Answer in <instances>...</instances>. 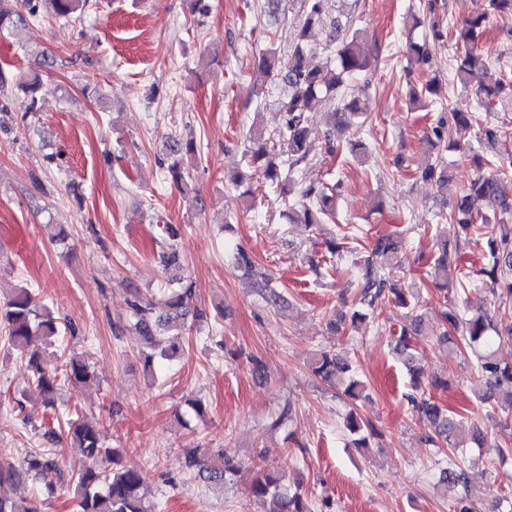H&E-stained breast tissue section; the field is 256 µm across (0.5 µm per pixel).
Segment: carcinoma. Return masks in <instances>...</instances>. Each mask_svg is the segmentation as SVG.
<instances>
[{
    "label": "carcinoma",
    "instance_id": "carcinoma-1",
    "mask_svg": "<svg viewBox=\"0 0 512 512\" xmlns=\"http://www.w3.org/2000/svg\"><path fill=\"white\" fill-rule=\"evenodd\" d=\"M27 7V13L10 6V0H0V30L17 32L27 25V18H36L38 11L33 0H20ZM55 16L70 19L82 13L89 0H46ZM305 21L295 35L287 59L279 58L277 50L267 51L262 66L279 77L284 86L282 112L284 114L282 154L280 162L268 157L265 147L247 148L242 159L251 164L265 161L264 176L280 188V194L297 193L298 206L288 212V221L301 224H323L334 220L335 196L327 193V188L311 182L305 184L298 175L310 164L307 150L308 130L304 125V114L311 104L321 98H333L341 102L339 115L351 120L362 115L363 109L355 93H347L349 82L357 79L369 69L370 58L379 55L378 48L369 47L363 35L343 25L341 20H326L324 0H304ZM496 17H512V0H488L487 11L466 19L452 31L457 54L453 58L454 79L465 87H475L477 103L489 112L512 111V76L487 83L484 81L486 65L481 44L491 30ZM329 25L330 42L338 43L337 53L326 63H318L310 54L306 42L308 31L315 26ZM428 37L419 39L411 36L407 45L408 59L414 65L428 62ZM28 95L24 110L37 109L38 94L43 84L39 75L19 82ZM441 85L438 79L431 78L421 83L412 92V102L427 103L440 97ZM436 142L434 157L419 167L420 178L434 184L438 189L448 185L449 171L444 157L439 152L441 135L439 127L432 128ZM512 135L497 125L488 124L479 129L477 144L490 152L486 158L474 147L457 146L472 153L476 162V172L462 193L456 197L448 222L456 225L458 234L468 235L480 230V225L491 223L490 217L497 218L500 231L487 237V266L480 269L484 275L483 284L500 298L493 311L486 310L467 316V296L469 289H456L455 300L450 302L443 313L442 330L436 336V343L457 349L465 344L478 346L476 370L485 382L486 392L481 395L485 403L512 413V364L502 362L497 355L496 344L506 340L512 342V197L505 194L501 182L512 177V152L505 148ZM165 157L159 166L173 184L184 195L192 193L191 174L184 167V158L196 157L197 146L192 140L169 137ZM492 171H484V165ZM483 203L488 212H481L476 205ZM165 249L159 254L160 262L168 271L169 293L156 302L148 298L138 288L129 291L128 306L133 327L148 342L160 346L156 337L166 338L159 354L144 356L145 367L154 368L155 359L173 360L183 350L181 338L190 333L192 325L188 318H204L200 309L190 308L194 296V282L185 274L178 250L180 227L175 224L161 226ZM402 241L392 235L375 240L370 255L360 265V308L351 317L341 316L339 321L355 325L368 317V311L376 305L394 297V302L402 308H410L404 289L394 285L398 269V253ZM439 288L450 284L451 273L448 266V244L442 243L434 255L430 271ZM0 324L4 325L12 345L28 357L31 382L40 391L53 395L65 383H82L91 377L89 358L71 354H46L44 345L52 344V339L61 336L62 324L44 306L37 304L29 289L20 287L5 298H0ZM421 318L414 316L409 328L401 331L395 339L394 352L406 367L412 384L420 388V368L416 366L417 347L414 337L419 335ZM313 374L328 385L336 388L350 399L362 396L365 385L352 362L333 350L318 351L311 363ZM414 411L428 430L426 441L438 444L444 442L448 450L454 452L464 447V440L456 437L457 413L443 408L433 397L420 394L410 396ZM344 426L352 436V444L357 448L369 447L370 438L377 435L375 427L365 421L354 409L344 419ZM69 433L73 445L91 465L77 474L75 479L74 512H151L145 504L144 488L146 474L135 469L116 468L118 449L105 446L96 425L77 417L69 422ZM182 466L198 471L211 485L236 483L243 478L241 465L233 463L225 451L210 453L201 448H186ZM22 467L33 477L44 481L47 494L55 491L54 479H62L63 472L58 460L46 450H33L23 458ZM440 482L448 490L454 491L465 485L466 476L459 468H447L440 474ZM249 495L260 502L270 504L266 512H312L308 497L301 486L286 484L275 470L257 468L246 478Z\"/></svg>",
    "mask_w": 512,
    "mask_h": 512
}]
</instances>
